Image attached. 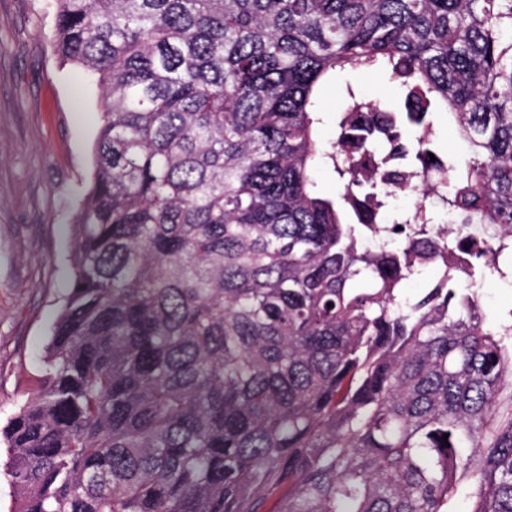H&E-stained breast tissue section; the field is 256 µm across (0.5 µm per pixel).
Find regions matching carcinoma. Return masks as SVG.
Returning a JSON list of instances; mask_svg holds the SVG:
<instances>
[{
  "mask_svg": "<svg viewBox=\"0 0 512 512\" xmlns=\"http://www.w3.org/2000/svg\"><path fill=\"white\" fill-rule=\"evenodd\" d=\"M57 2L105 106L70 291L0 433L18 512H512V311L445 276L407 298L437 242L361 240L434 223L413 184L388 210L399 156L457 223L512 226V0ZM356 71L400 99L345 82L325 145L322 87ZM441 116L465 153L438 156Z\"/></svg>",
  "mask_w": 512,
  "mask_h": 512,
  "instance_id": "obj_1",
  "label": "carcinoma"
}]
</instances>
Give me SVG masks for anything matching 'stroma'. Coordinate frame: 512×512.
<instances>
[{"mask_svg":"<svg viewBox=\"0 0 512 512\" xmlns=\"http://www.w3.org/2000/svg\"><path fill=\"white\" fill-rule=\"evenodd\" d=\"M55 0H0V428L34 395L72 277L100 89L55 50Z\"/></svg>","mask_w":512,"mask_h":512,"instance_id":"obj_1","label":"stroma"}]
</instances>
